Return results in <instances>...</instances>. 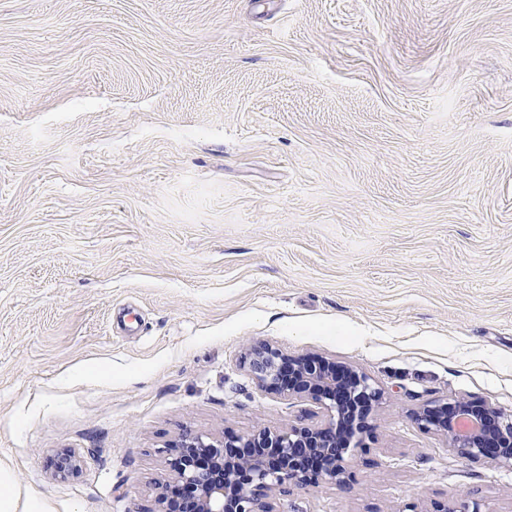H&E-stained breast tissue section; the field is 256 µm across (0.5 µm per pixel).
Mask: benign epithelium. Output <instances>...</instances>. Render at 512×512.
Listing matches in <instances>:
<instances>
[{
	"mask_svg": "<svg viewBox=\"0 0 512 512\" xmlns=\"http://www.w3.org/2000/svg\"><path fill=\"white\" fill-rule=\"evenodd\" d=\"M244 364L259 385L311 399L323 409L317 423L245 436L211 439L186 432L167 461L175 493L160 494L154 512H272L267 498L304 489L319 477L343 484L355 452L370 435L372 411L384 393L351 367L314 355H290L266 342L251 345ZM418 426L435 431L458 455L489 459L512 469V415L486 400L436 402L414 414ZM435 512H481L460 496Z\"/></svg>",
	"mask_w": 512,
	"mask_h": 512,
	"instance_id": "benign-epithelium-1",
	"label": "benign epithelium"
}]
</instances>
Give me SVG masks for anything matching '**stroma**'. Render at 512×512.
Here are the masks:
<instances>
[{
    "mask_svg": "<svg viewBox=\"0 0 512 512\" xmlns=\"http://www.w3.org/2000/svg\"><path fill=\"white\" fill-rule=\"evenodd\" d=\"M256 341L385 393L349 480L272 512H512L413 419L512 414V0H0L14 512H153L183 431L318 412Z\"/></svg>",
    "mask_w": 512,
    "mask_h": 512,
    "instance_id": "obj_1",
    "label": "stroma"
}]
</instances>
